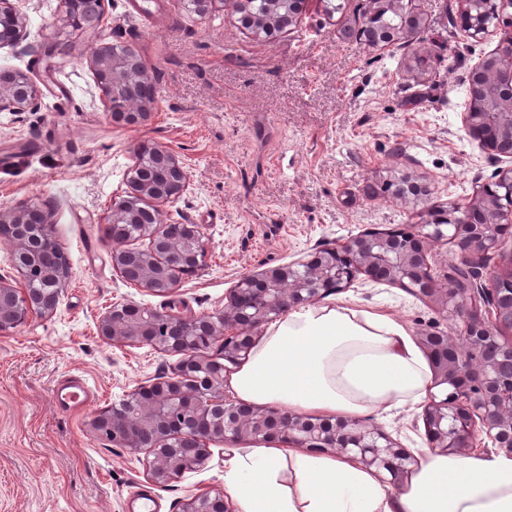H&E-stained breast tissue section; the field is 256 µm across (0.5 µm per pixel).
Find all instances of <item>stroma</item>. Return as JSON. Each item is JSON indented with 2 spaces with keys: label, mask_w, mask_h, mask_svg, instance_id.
<instances>
[{
  "label": "stroma",
  "mask_w": 512,
  "mask_h": 512,
  "mask_svg": "<svg viewBox=\"0 0 512 512\" xmlns=\"http://www.w3.org/2000/svg\"><path fill=\"white\" fill-rule=\"evenodd\" d=\"M407 3L425 29L413 43L377 50L344 34L370 0H306L298 24L270 38L241 29L229 2L200 15L186 0H101L105 37L135 43L154 76L150 120L118 127L88 63L95 35L67 25L61 0H14L25 39L0 48V73L29 75L40 98L0 112V208L49 212L68 282L53 313L0 335V512H129L139 489L159 512H180L193 495L223 490V444L199 469L159 485L144 453L89 431L95 412L176 365L161 350L102 340L96 323L112 303L184 317L221 310L245 275L368 229L418 223L415 209L381 194L387 173L421 179L432 203L445 205L512 168V157L482 149L463 125L468 75L496 35L464 37L459 0ZM48 41L57 49L50 60ZM141 144L185 163L190 185L165 219L202 225L209 239L202 269L165 295L113 270L103 233ZM345 294L397 317L412 336L460 333L458 320L399 286L362 275ZM69 374L93 390L87 406L55 399ZM381 427L410 453L426 445L419 412Z\"/></svg>",
  "instance_id": "1"
}]
</instances>
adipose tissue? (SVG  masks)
Masks as SVG:
<instances>
[{"instance_id":"1","label":"adipose tissue","mask_w":512,"mask_h":512,"mask_svg":"<svg viewBox=\"0 0 512 512\" xmlns=\"http://www.w3.org/2000/svg\"><path fill=\"white\" fill-rule=\"evenodd\" d=\"M430 378L405 324L361 300L328 298L271 323L225 385L241 404L384 419L423 403ZM224 494L237 512H512V457L426 451L395 491L350 459L270 440L225 462Z\"/></svg>"}]
</instances>
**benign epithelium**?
Instances as JSON below:
<instances>
[{
	"label": "benign epithelium",
	"instance_id": "benign-epithelium-1",
	"mask_svg": "<svg viewBox=\"0 0 512 512\" xmlns=\"http://www.w3.org/2000/svg\"><path fill=\"white\" fill-rule=\"evenodd\" d=\"M461 0L460 28L469 38L491 32L492 19L505 0H479L483 10L473 13ZM286 7L259 23H298L302 0H270ZM25 18L12 0H0V47L23 41ZM425 28L420 14L390 26L368 42L385 49L411 42ZM103 106L116 126H140L149 121L154 97L137 95L151 82L150 71L138 47L118 48L100 39L89 56ZM469 111L463 123L474 141L501 152L512 146V27L500 29L494 51L469 75ZM39 96L27 76L0 82V112H23ZM154 154L165 170L156 181L135 162L127 191L112 203L105 223L107 233L119 224H138L148 240L139 250L140 267L127 265L130 249L112 248V267L121 276L153 293H169L180 281L198 272L208 253V238L200 224H166L163 206L178 200L188 189L190 176L172 150L156 145ZM396 185L394 199L404 204L427 199L430 187L413 181ZM145 199L152 222L129 206ZM468 218L440 224L434 210L421 212L423 220L404 230L363 231L314 250L305 258L268 267L240 279L226 296L224 309L189 318L153 312L131 303H114L100 317L97 334L112 344H149L178 357L173 372L129 393L120 403L95 413L91 432L108 436L112 443L147 456V474L158 484L179 479L200 467L214 442L260 443L285 438L298 448L332 452L356 459L366 468L384 471L397 485L413 463L379 427L360 419L313 420L275 406L229 404L224 400V373L245 360L254 344V330L296 306L314 304L348 288L361 274L397 284L433 300L444 312L461 320V340L432 334L420 337L427 350L433 387L422 419L429 447L441 454L462 455L477 447L479 435L512 456V340L502 328L512 329V269L485 275L499 243L512 236V169L504 170L495 189H478L464 203ZM0 241L14 255L16 275L0 276V335L13 332L33 314L52 313L67 285L66 264H44L45 255L60 251L42 210L20 205L0 208ZM450 244L473 273L466 288L453 281L441 286L433 273V249ZM220 343L218 353H202L204 345ZM180 512H232L224 494L203 492L182 504Z\"/></svg>",
	"mask_w": 512,
	"mask_h": 512
}]
</instances>
